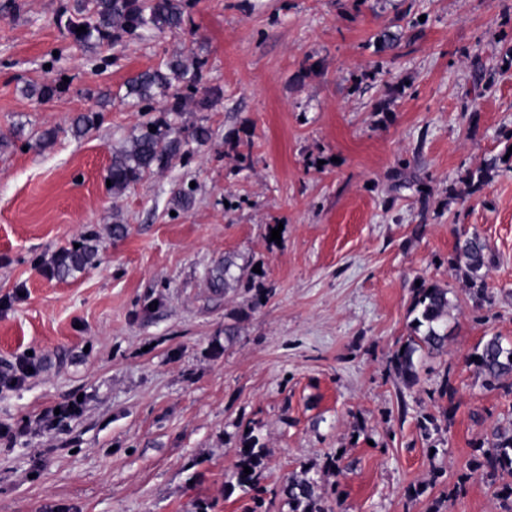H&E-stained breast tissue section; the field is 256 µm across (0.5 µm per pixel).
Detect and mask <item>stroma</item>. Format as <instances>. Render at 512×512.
<instances>
[{"mask_svg": "<svg viewBox=\"0 0 512 512\" xmlns=\"http://www.w3.org/2000/svg\"><path fill=\"white\" fill-rule=\"evenodd\" d=\"M68 5L0 0V372L37 366L0 389V425L27 430L0 440V512H248L224 484L250 427L269 451L263 512H288L274 491L305 468L328 512H428L433 470L454 483L486 429L512 424V394L467 363L484 337L512 342V160L480 192L465 180L508 146L512 0H186L182 29L98 47L67 33ZM384 30L404 37L378 54ZM172 55L223 90L176 120L210 139L112 196L113 150L158 118L125 83ZM481 73L494 82L474 100ZM61 81L49 102L26 93ZM389 81L401 92L375 111ZM87 112L95 127L73 136ZM461 231L494 255L483 303L448 265ZM87 236L92 267L46 274ZM228 255L239 282L212 287ZM420 281L448 288V350L409 388L389 359ZM445 377L457 394L432 456L417 422ZM75 400L78 417L44 425ZM337 452L342 472L323 471ZM444 509L507 512L478 476ZM28 367H31L34 371L33 361L27 356L18 357L12 366L11 373L6 376H0V387H15L23 384L33 373H29ZM12 381H15V384H12Z\"/></svg>", "mask_w": 512, "mask_h": 512, "instance_id": "stroma-1", "label": "stroma"}]
</instances>
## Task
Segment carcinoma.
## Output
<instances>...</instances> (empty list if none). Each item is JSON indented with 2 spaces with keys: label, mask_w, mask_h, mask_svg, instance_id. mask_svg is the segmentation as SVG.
I'll return each mask as SVG.
<instances>
[{
  "label": "carcinoma",
  "mask_w": 512,
  "mask_h": 512,
  "mask_svg": "<svg viewBox=\"0 0 512 512\" xmlns=\"http://www.w3.org/2000/svg\"><path fill=\"white\" fill-rule=\"evenodd\" d=\"M183 6L184 0H74L65 27L80 43L109 39L117 43L125 37L140 40L150 28L163 32L181 27L184 21ZM80 26L86 27V31L76 32ZM402 38L401 32L382 31L376 37V49H392ZM201 81L198 68L178 56H172L156 67L130 77L125 96L134 98L133 105L141 107L143 112L152 111V104L161 100L165 102L164 111L179 115L185 109L183 90L186 89L196 96V108L207 111L219 101L223 91L219 87H203ZM65 91L66 88L56 83L32 87L33 94L42 102H48ZM153 126L156 127L154 132L150 131ZM187 146L189 142L182 138L176 124L149 121L112 154L104 180L111 181L110 190L121 193L154 171L167 168L173 157ZM496 168L497 159L493 158L469 171L466 181L472 191L481 190L490 177V171ZM96 253L95 246L87 242L77 248H64L57 256L53 273L65 279L82 272L93 264ZM448 264L464 271L468 290L474 297L486 298L485 276L493 264V255L485 239L476 233H465L458 237ZM234 266L236 263L232 257H225L224 269L210 274L212 285L216 288L233 287L239 281L232 273ZM449 308L448 288L423 282L414 290L412 312L415 313L413 321L416 325L412 326V335L392 353L389 360L390 367L405 386L411 388L420 382L421 353L432 355L446 351ZM475 356L477 359L471 361V365L485 389L512 390L511 344L493 335L483 342ZM418 427L427 440L441 431V423L433 414L423 416ZM236 456L233 480L225 483L224 497H230L239 489L251 496L253 507L250 512H259L264 505L263 494L266 493V489L260 485V478L265 468L267 445L254 430H246L238 437ZM246 466L251 468L252 473H244ZM308 473L309 470H303L274 491V495L281 496L288 505L289 512H327L323 493L317 482L308 477ZM504 474L512 476V425H493L474 448L468 462V473L453 489L433 501L429 512H441L442 502L458 496L463 490V482L472 476L480 475L494 480Z\"/></svg>",
  "instance_id": "obj_1"
}]
</instances>
